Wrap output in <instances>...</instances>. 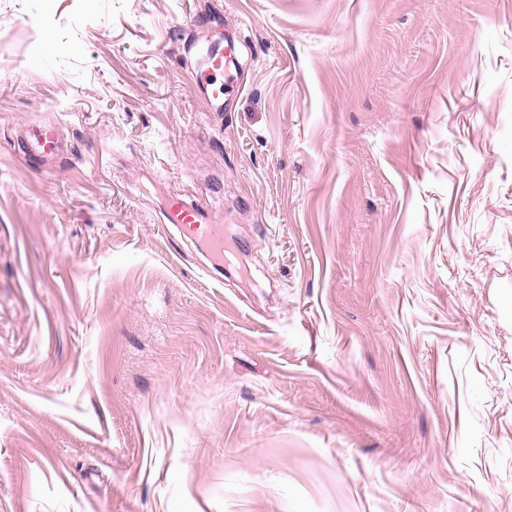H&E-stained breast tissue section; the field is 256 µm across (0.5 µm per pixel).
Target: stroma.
Instances as JSON below:
<instances>
[{
	"label": "stroma",
	"instance_id": "35a3bbf8",
	"mask_svg": "<svg viewBox=\"0 0 512 512\" xmlns=\"http://www.w3.org/2000/svg\"><path fill=\"white\" fill-rule=\"evenodd\" d=\"M0 512H512V0H0ZM236 57L231 51H221L219 46L209 45L197 61L195 68V81L207 95L212 108L216 112L224 111L225 97L229 96L230 80L226 75L230 64L236 69ZM60 144V127L56 121L26 128L18 141L23 160L40 171L47 169L48 160L57 155ZM169 224H180L184 233L203 235L209 245L213 269L222 272L224 267V230L214 224H204V216L183 201H173L167 212Z\"/></svg>",
	"mask_w": 512,
	"mask_h": 512
}]
</instances>
